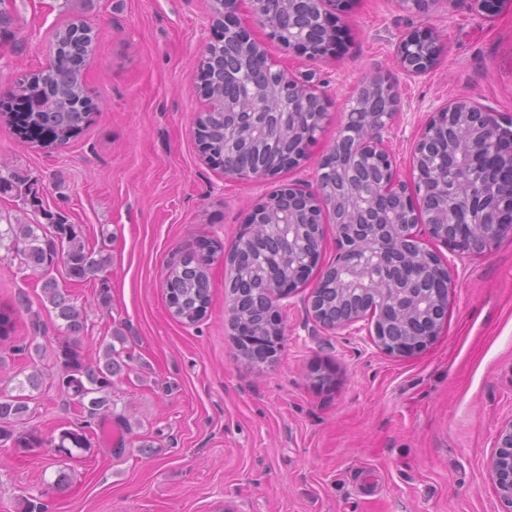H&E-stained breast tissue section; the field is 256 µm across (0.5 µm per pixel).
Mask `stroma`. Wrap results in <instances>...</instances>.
Segmentation results:
<instances>
[{
	"label": "stroma",
	"mask_w": 512,
	"mask_h": 512,
	"mask_svg": "<svg viewBox=\"0 0 512 512\" xmlns=\"http://www.w3.org/2000/svg\"><path fill=\"white\" fill-rule=\"evenodd\" d=\"M213 0H7L14 37L0 40V94L46 69L58 30L81 15L95 53L84 67L94 108L71 141L47 150L19 135L0 111V162L31 180L33 208L0 192V218L44 223L45 212L81 229L111 257L104 282L67 284L87 311L88 357L121 330L106 434L73 458L45 447L0 445V512H504L488 462L499 425L512 419V237L486 256L460 258L435 241L454 282L448 323L424 352L384 353L367 331H315L305 302L336 255L334 225L308 280L282 300L285 336L275 363L238 352L227 322L224 253L252 207L288 185H315L316 159L267 182L225 177L203 161L196 119L204 107L197 66L212 36ZM334 54L284 51L265 30L269 55L328 97L319 147L333 143L359 85L389 76L400 109L387 146L402 178L431 112L466 96L512 119V6L491 15L469 0H435L428 14L397 0H353ZM426 29L446 45L421 76L398 69V37ZM215 249L211 302L199 322L172 318L169 266ZM108 286L110 302L97 293ZM41 283L0 248V393H25L18 432L58 437L80 409L49 379L65 323L42 307ZM28 299L31 310L20 301ZM42 372L37 390L18 384ZM70 476L54 489L59 472Z\"/></svg>",
	"instance_id": "obj_1"
}]
</instances>
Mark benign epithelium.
Wrapping results in <instances>:
<instances>
[{
    "mask_svg": "<svg viewBox=\"0 0 512 512\" xmlns=\"http://www.w3.org/2000/svg\"><path fill=\"white\" fill-rule=\"evenodd\" d=\"M349 0H224V14L213 22L218 35L204 47L199 76H204L215 46L232 45L241 66L264 69L275 76L255 87L244 99L224 100V139L240 142L245 155L263 149L257 127L282 134L281 152L269 162L243 168L240 154L224 155V175L237 179L273 177L308 158L317 145L316 133L327 118L323 91L294 74L276 68L262 43L240 18L241 6L268 30V37L284 49L310 58L335 50L339 17ZM333 10H328V7ZM299 16L302 32H285L283 11ZM444 45L428 31L414 30L396 48L397 66L409 75L429 71ZM369 97L386 102L381 114L362 113L361 125L346 143L325 149L318 163L316 188L300 184L282 187L260 200L247 215L237 243L273 234L279 224L288 234L277 237L278 268L263 274L267 334L254 336L240 294L228 296L229 326L240 353L252 348L262 353L249 359L271 364L284 336L279 302L291 296L314 268L315 256L304 263L290 262L296 233L336 226L337 250L308 298L313 321L327 331L348 329L359 322L386 353L403 357L420 351L438 336L448 316L452 280L439 253L426 247L428 237L460 255L484 256L497 242L512 235V128L499 114L468 97L456 98L432 113L412 145L413 173L400 178L383 133L397 110L395 86L375 76L359 87L355 101ZM440 129H463V137L448 136L447 147L436 149ZM463 190L448 197L443 182ZM368 192L369 203L357 207L358 195ZM499 451L489 460L494 489L512 512V419L497 430Z\"/></svg>",
    "mask_w": 512,
    "mask_h": 512,
    "instance_id": "obj_1",
    "label": "benign epithelium"
}]
</instances>
